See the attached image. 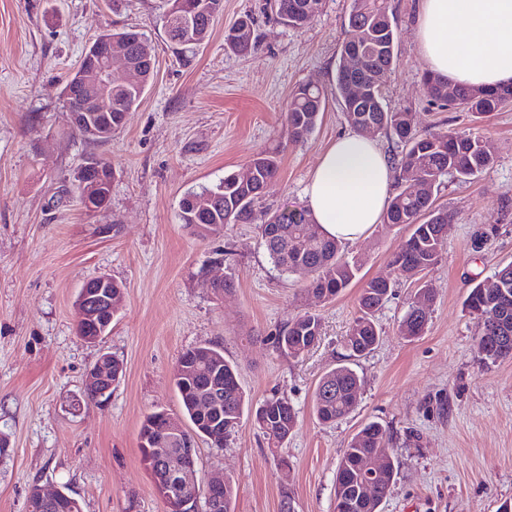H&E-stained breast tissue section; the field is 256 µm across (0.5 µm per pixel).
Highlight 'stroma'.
Listing matches in <instances>:
<instances>
[{
  "instance_id": "obj_1",
  "label": "stroma",
  "mask_w": 512,
  "mask_h": 512,
  "mask_svg": "<svg viewBox=\"0 0 512 512\" xmlns=\"http://www.w3.org/2000/svg\"><path fill=\"white\" fill-rule=\"evenodd\" d=\"M165 0H0V512H27L29 488L64 490L82 512H166L142 462L139 429L155 411L180 414L173 384L188 348L214 343L239 371L252 401L277 394L298 413L283 448L271 450L243 417L224 446L198 441L197 481L232 478L234 512H335L336 470L352 436L382 423L396 475L381 512H499L512 503V358L484 362L480 324L464 307L469 284L512 262V104L477 119L431 104L417 48V0H390L394 65L383 81L385 106L412 113L419 133L483 136L493 168L459 181L446 177L437 206L455 215L439 263L425 334L401 324L417 281L397 276L391 258L407 226L377 224L343 244L364 260L365 278L393 287L376 315L377 347L352 360L344 340L357 316L358 286L325 301L308 275L271 262L257 225L233 224L201 240L179 221L184 193L243 172L264 151L279 170L256 204H305L308 176L328 145L350 132L331 87L352 0H326L306 27L280 23L269 0H224L209 40L179 60L162 29ZM255 21L247 54L224 48V30ZM130 28L151 43L154 77L105 143L79 136L64 96L67 76L100 34ZM329 88L314 131L294 142L286 108L302 84ZM90 156L112 169V195L94 211L80 206L73 175ZM486 244L474 251L472 240ZM107 274L124 299L101 342L76 334L82 284ZM232 286L214 294L212 277ZM319 314V343L299 357L274 338L304 313ZM108 352L125 376L102 403L84 400L87 370ZM351 364L363 380L346 420L319 423L312 397L328 369Z\"/></svg>"
}]
</instances>
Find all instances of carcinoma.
<instances>
[{
	"instance_id": "carcinoma-1",
	"label": "carcinoma",
	"mask_w": 512,
	"mask_h": 512,
	"mask_svg": "<svg viewBox=\"0 0 512 512\" xmlns=\"http://www.w3.org/2000/svg\"><path fill=\"white\" fill-rule=\"evenodd\" d=\"M177 0H167L168 8L162 23L167 40L184 53L181 60L189 61L187 53L194 51L210 37L216 18L223 11V0H192L197 5L193 33L198 41L185 40L186 23L176 10ZM280 19L293 28H302L321 11L323 0H274ZM395 26L389 13L388 0H353L349 15L348 37L345 43L357 42L364 48L359 62L340 53L336 69V91H341L345 73L351 67L362 70L366 77L382 82L393 65ZM224 45L237 53H246L254 46L252 22L243 18L224 33ZM135 60H154V49L147 38L128 46ZM423 85L429 99L444 107H462L478 116L496 112L512 101V86L485 90L456 88L453 95L443 92L447 87L440 78L425 74ZM142 92L112 81V119L123 122L125 113L141 100ZM328 92L317 86L303 84L288 102V133L300 141L315 129L320 120ZM375 112L367 111L365 103H343L344 115L355 131L364 132L370 121H378L381 129L397 137L402 144L396 165L402 181L400 190L389 200L384 223L406 224L412 228L409 237L395 253L392 265L406 277L422 279L423 274L439 263L448 239V209L434 205V193L427 195L408 192L407 182L417 180L436 189L445 177L452 175L468 179L490 170L495 157L491 144L480 136L450 135L437 131L421 135L414 127L410 112L390 111L377 96ZM253 183L237 181L235 174L224 176L214 186H202L187 192L179 204V220L192 234L205 239L230 224H257L261 237L269 235L282 245L268 246L269 258L284 272L293 273L306 267L311 273L309 289L324 299H333L349 287L362 266L356 255H340L336 240L317 231L309 212L304 208L258 212L254 209L268 184L275 177L279 160L274 152H261L250 160ZM390 283L380 279L364 282L358 298L359 315L345 341L349 356L360 357L370 353L380 336L375 314L387 301ZM467 310L480 320L481 330L476 341L478 353L487 362L500 357H512L511 351L485 352L481 347L502 337L512 338V263L502 266L494 274L470 287L465 299ZM429 320V310L415 314L407 312L402 326L407 336L421 335ZM321 336V319L316 313L297 318L277 337L281 353L296 357L313 346ZM180 372L174 376L183 413L190 429L181 432L176 440L161 435L163 411L145 416L140 428V448L146 469L155 467L154 449L169 453L183 443L196 444L204 438L221 445L235 432L244 411H250L254 426L271 448H280L297 426V412L285 397L273 396L252 405L240 384L235 366L224 358V350L215 344H203L183 352L178 359ZM361 380L349 366L339 365L321 377L314 392L313 410L323 423H335L348 417L354 410ZM220 402L222 426L212 424L211 417L202 415L200 406L208 398ZM387 431L377 421L365 423L344 449L336 471V512H379L378 500L386 497L393 483L396 467L393 461L377 475V499L358 501L357 488L366 473L367 461L385 446Z\"/></svg>"
}]
</instances>
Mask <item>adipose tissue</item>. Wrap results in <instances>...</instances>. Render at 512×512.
Returning <instances> with one entry per match:
<instances>
[{
    "mask_svg": "<svg viewBox=\"0 0 512 512\" xmlns=\"http://www.w3.org/2000/svg\"><path fill=\"white\" fill-rule=\"evenodd\" d=\"M419 49L428 69L455 87L512 84V0H420ZM394 171L374 138H336L311 170L306 207L328 236L364 238L381 223Z\"/></svg>",
    "mask_w": 512,
    "mask_h": 512,
    "instance_id": "1",
    "label": "adipose tissue"
}]
</instances>
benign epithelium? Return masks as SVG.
<instances>
[{
    "instance_id": "7a95c632",
    "label": "benign epithelium",
    "mask_w": 512,
    "mask_h": 512,
    "mask_svg": "<svg viewBox=\"0 0 512 512\" xmlns=\"http://www.w3.org/2000/svg\"><path fill=\"white\" fill-rule=\"evenodd\" d=\"M86 57L93 61L92 71L87 73L78 69L73 73L74 79L70 87L80 94L81 112L71 113L74 126L86 125L90 134L107 139L112 137V113L107 108L112 100V80L115 66H121L128 74L124 83L130 87L138 88L141 84L140 68L133 66L124 58L121 47L113 44L112 34L99 36L86 51ZM370 93V84L360 75L347 81L346 97L350 101H360ZM111 174V170L100 161H86L76 172V185L80 186L84 196H90V189L104 179V175ZM83 322L93 321L97 317L96 308L100 305L106 307V317L101 322L112 321V278L106 274L99 276V287L96 290H84L78 301ZM85 385L99 399L105 395L114 383L112 382V357L99 359L96 366L90 368L86 374ZM182 463L173 464L168 456L162 457V466L167 484L164 489L167 512H198L197 503L200 497H205L208 512H219L224 508V478L212 477L205 487L198 488L196 470L191 463L194 448L186 444L180 448Z\"/></svg>"
}]
</instances>
